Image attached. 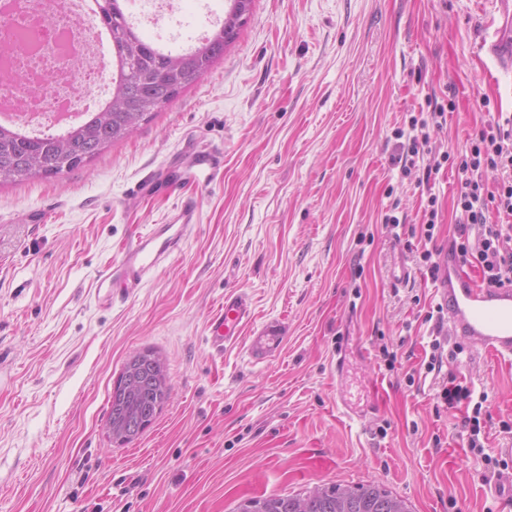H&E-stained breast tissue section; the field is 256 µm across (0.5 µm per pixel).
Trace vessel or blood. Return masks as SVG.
Here are the masks:
<instances>
[{
    "mask_svg": "<svg viewBox=\"0 0 512 512\" xmlns=\"http://www.w3.org/2000/svg\"><path fill=\"white\" fill-rule=\"evenodd\" d=\"M183 161L177 170L180 180L189 183L210 182L224 166V155L215 149H199L192 139H185ZM198 203L187 199L177 208L174 223L155 225L147 233L135 234L123 247L117 261L98 276L104 288V301H111V289L134 293L145 278L178 253L187 232L197 221ZM443 278L438 298L448 311V334L463 344H476L488 355L512 362V287L477 285L461 270L458 255L444 250L439 257ZM253 311L248 298L239 292L224 296L223 307L208 322L209 339L215 349L235 342L244 329H251L248 352L254 362L278 353L286 340L284 321L271 320L252 327Z\"/></svg>",
    "mask_w": 512,
    "mask_h": 512,
    "instance_id": "1",
    "label": "vessel or blood"
}]
</instances>
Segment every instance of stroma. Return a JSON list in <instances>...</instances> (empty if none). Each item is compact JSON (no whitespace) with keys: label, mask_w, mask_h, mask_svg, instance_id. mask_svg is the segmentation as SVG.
<instances>
[{"label":"stroma","mask_w":512,"mask_h":512,"mask_svg":"<svg viewBox=\"0 0 512 512\" xmlns=\"http://www.w3.org/2000/svg\"><path fill=\"white\" fill-rule=\"evenodd\" d=\"M508 41L512 0H255L223 60L128 138L0 188V512H234L369 483L411 512H512L463 448L459 415L436 418L431 385L406 382L436 291L381 225L395 199L422 221L417 176L391 159L426 96L456 103L431 133L454 157L488 112L512 113V62L480 49ZM188 137L223 151L221 180L196 187L182 251L100 302L98 274L133 228L167 223L180 200L131 188ZM229 291L248 296L254 326L287 322L280 352L252 362L245 335L211 347ZM145 350L171 395L116 444L109 399ZM455 372L488 393L491 428L512 420V363L473 347Z\"/></svg>","instance_id":"35a3bbf8"}]
</instances>
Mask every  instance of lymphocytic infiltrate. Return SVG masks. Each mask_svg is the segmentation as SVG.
<instances>
[{
    "label": "lymphocytic infiltrate",
    "mask_w": 512,
    "mask_h": 512,
    "mask_svg": "<svg viewBox=\"0 0 512 512\" xmlns=\"http://www.w3.org/2000/svg\"><path fill=\"white\" fill-rule=\"evenodd\" d=\"M425 115L411 117L407 126L396 132L402 150L399 161L402 174H410L418 159H425L419 185L428 188L427 206L420 226H406L392 214H384L382 224L392 233L394 244L412 254L419 271L431 282H438L442 269L438 261L444 247L458 253L463 265L479 269L483 283L512 286V116L490 115L469 133L459 158L449 152H437L431 144L430 128H443L455 103H439L436 96L426 99ZM453 163L457 176L453 202L463 219L455 224L447 243H439L436 227L438 197L433 188L444 163ZM497 173L496 183H488V173ZM423 323L429 324V351L408 384L432 377L436 392L435 413L444 415L463 409L458 435L465 448L492 469L507 467L508 461L487 453L486 427L491 419L487 394H475L471 386L450 376V366L459 364L465 347L449 344L442 305L425 311Z\"/></svg>",
    "instance_id": "1"
}]
</instances>
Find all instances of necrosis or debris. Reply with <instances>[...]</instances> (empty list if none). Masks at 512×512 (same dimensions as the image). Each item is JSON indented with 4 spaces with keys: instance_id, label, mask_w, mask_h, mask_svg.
<instances>
[{
    "instance_id": "1",
    "label": "necrosis or debris",
    "mask_w": 512,
    "mask_h": 512,
    "mask_svg": "<svg viewBox=\"0 0 512 512\" xmlns=\"http://www.w3.org/2000/svg\"><path fill=\"white\" fill-rule=\"evenodd\" d=\"M131 23L153 30L160 46L171 47L198 37L213 23L210 9L186 21L171 0H148ZM0 110L17 127L34 135L58 132L80 123L87 107L100 105L104 88L118 68L100 56L93 31L78 0H13L0 15Z\"/></svg>"
}]
</instances>
